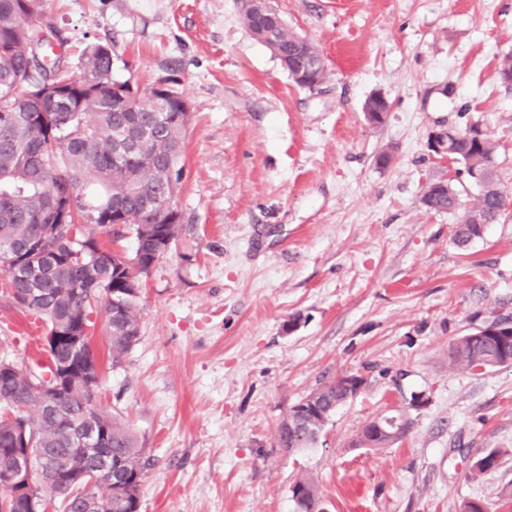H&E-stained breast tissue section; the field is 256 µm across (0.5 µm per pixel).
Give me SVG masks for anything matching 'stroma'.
Wrapping results in <instances>:
<instances>
[{
    "label": "stroma",
    "mask_w": 512,
    "mask_h": 512,
    "mask_svg": "<svg viewBox=\"0 0 512 512\" xmlns=\"http://www.w3.org/2000/svg\"><path fill=\"white\" fill-rule=\"evenodd\" d=\"M272 3L320 48V89L252 38L242 0H45L71 72L112 45L116 80L174 78L191 104L178 237L143 277L137 343L102 375V407L144 450L140 512H293L304 474L324 512H512V366L447 358L450 340L512 321V87L497 76L512 0ZM378 92L376 128L363 106ZM471 122L497 145L509 214L461 247L455 215L420 199L458 169L437 134ZM23 317L0 293V359L27 360ZM348 373L366 385L317 444L279 448L289 409ZM392 417L398 442L357 446ZM488 448L507 451L498 469L468 478Z\"/></svg>",
    "instance_id": "obj_1"
}]
</instances>
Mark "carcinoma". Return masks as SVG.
I'll list each match as a JSON object with an SVG mask.
<instances>
[{"mask_svg": "<svg viewBox=\"0 0 512 512\" xmlns=\"http://www.w3.org/2000/svg\"><path fill=\"white\" fill-rule=\"evenodd\" d=\"M42 15L38 0H0V271L6 291L24 313L41 324L42 333L65 327L83 310L102 303L112 366L121 365L139 335L140 294L128 287V267L119 256L103 252L93 227L117 221L135 236L134 259L154 260V239L175 241L180 214L166 209L167 184L161 169L172 163L175 184H182L183 156L190 114L179 100L150 89L127 87L112 78L118 55L94 43L83 57L84 73H61L58 56L39 67L42 78L57 76L68 104L39 96L41 81H31L35 34L29 19ZM250 35L280 61L294 83L309 91L325 84L329 73L319 49L297 33L275 7L243 5ZM389 102L371 95L363 112L376 117ZM448 156L462 164L473 181L475 202L462 206L454 183L436 180L424 193L430 209L457 214L453 235L465 246L482 236L487 224L503 218L507 194L495 165V145L479 123L450 127L442 134ZM63 220L53 237L51 222ZM75 238L68 237L69 231ZM64 341L41 348V359L20 366L0 360V478L24 462L23 449L42 453L47 468L36 487V501L16 485L0 488V512H47L56 495L65 512H140L144 478L143 448L128 423L98 404L101 381L89 390L72 382L60 394L42 390L45 375L68 360ZM448 364L469 371L512 365V335L487 327L481 335L465 334L448 343ZM336 411V386L316 389L297 403L296 412L278 424L276 443L296 451L316 443ZM389 434L376 439L363 428L358 444L384 448L404 434L402 424L384 420ZM105 430V448L122 467H99L96 456L78 444L79 429ZM503 451L489 448L473 461V477L499 466ZM112 489V498L105 497ZM295 509L314 512L319 504L315 479L301 475L291 486Z\"/></svg>", "mask_w": 512, "mask_h": 512, "instance_id": "cac0c4a2", "label": "carcinoma"}]
</instances>
